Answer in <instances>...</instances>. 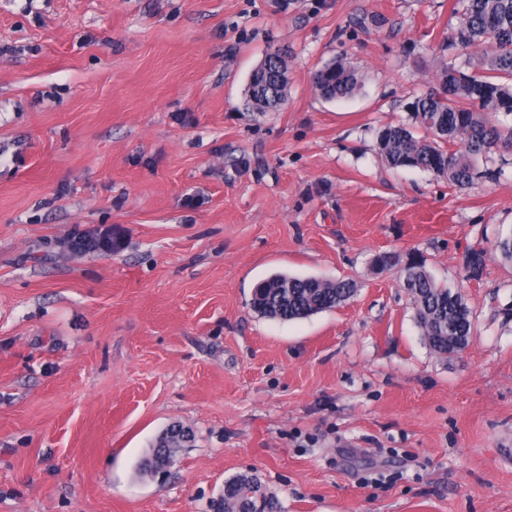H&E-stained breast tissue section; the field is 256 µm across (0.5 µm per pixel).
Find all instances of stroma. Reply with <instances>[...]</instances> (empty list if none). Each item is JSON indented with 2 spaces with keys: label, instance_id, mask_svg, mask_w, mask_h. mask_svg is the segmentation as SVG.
<instances>
[{
  "label": "stroma",
  "instance_id": "1",
  "mask_svg": "<svg viewBox=\"0 0 512 512\" xmlns=\"http://www.w3.org/2000/svg\"><path fill=\"white\" fill-rule=\"evenodd\" d=\"M460 0H0V512H216L257 472L282 512H512V153L460 191L392 170L376 134L449 66ZM288 99L248 112L249 74ZM346 58L335 101L315 69ZM111 249L73 252L75 238ZM489 253L478 274L470 248ZM473 312L425 344L397 270ZM276 271L356 282L255 315ZM168 470L135 466L167 427ZM276 54H267L265 59L250 73L246 96L243 101L244 109L248 112H270L280 106L278 101L286 102L288 99L287 73L280 74L275 61ZM256 94L266 99L267 105L261 106L252 99ZM316 89L325 100H336L353 95L360 87L358 70L345 58L325 64L314 73ZM377 267L387 269L401 265L403 288L410 297L416 323L425 342L435 355L452 359L460 354L459 342H469L472 312L460 291L440 286L425 266V261L411 255L406 262L393 253L375 259Z\"/></svg>",
  "mask_w": 512,
  "mask_h": 512
}]
</instances>
